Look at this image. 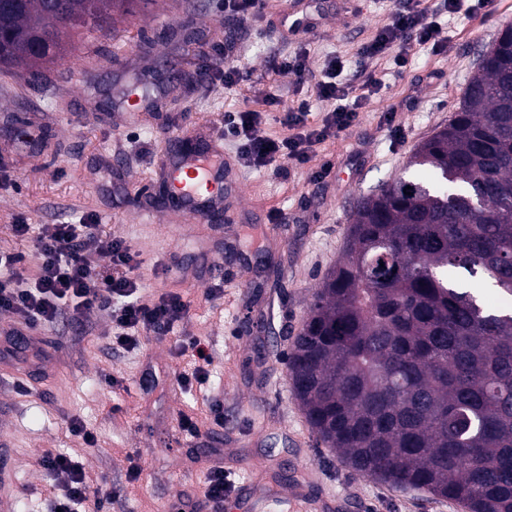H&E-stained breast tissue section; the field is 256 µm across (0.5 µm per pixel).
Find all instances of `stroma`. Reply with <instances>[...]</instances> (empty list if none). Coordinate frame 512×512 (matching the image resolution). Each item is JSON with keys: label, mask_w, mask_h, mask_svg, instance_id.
Returning <instances> with one entry per match:
<instances>
[{"label": "stroma", "mask_w": 512, "mask_h": 512, "mask_svg": "<svg viewBox=\"0 0 512 512\" xmlns=\"http://www.w3.org/2000/svg\"><path fill=\"white\" fill-rule=\"evenodd\" d=\"M289 8L290 0H266L264 20L241 23L225 14L224 0H150L116 30L76 36L37 81L0 71V167L10 175L0 187V247L20 248L11 231L18 218L64 224L90 214L130 246L145 296L174 292L190 303L174 334L130 351L109 345V322L95 312L19 337L16 358L0 359V436L10 446L16 512H51L54 481L39 464L47 450L71 455L89 475H108L109 486L92 491L107 512H201L207 459L217 450L230 461L229 512H282L283 497L296 491L326 501L330 512H465L422 491L393 492L316 446L292 396L286 356L316 288L344 252L357 199L402 176L413 148L447 124L481 52L512 25V0H489L475 17L455 15L446 50L413 48L401 74L377 64L383 85L358 124L303 168L281 161L239 169L234 223L217 229L187 220L174 232L155 201L159 152L172 135L220 128L225 113L254 110L267 113L266 133L281 138L287 130L277 117L301 98L313 100L310 122L320 124L325 106L314 80L300 84L274 70L278 58L301 50L313 73L343 56L346 78L362 85L356 52L385 20L380 0H310L316 27L298 38L280 26ZM232 35L245 45L237 64L251 70L252 85L199 79L212 48ZM134 88L144 110L122 117L121 98ZM269 94L279 106H268ZM391 108L396 132L381 121ZM326 162L328 177L313 180ZM143 206L154 208L155 223L139 221ZM216 244L232 264L223 298L210 300ZM183 336L200 339L213 357L206 381L189 391L176 380L191 369L176 350ZM109 374L120 386L104 384ZM212 394L224 402L223 425L171 444L180 413L205 419ZM75 417L96 435L95 446L70 434ZM113 485L124 487L121 498L109 499Z\"/></svg>", "instance_id": "obj_1"}]
</instances>
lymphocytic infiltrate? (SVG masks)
Returning a JSON list of instances; mask_svg holds the SVG:
<instances>
[{
	"mask_svg": "<svg viewBox=\"0 0 512 512\" xmlns=\"http://www.w3.org/2000/svg\"><path fill=\"white\" fill-rule=\"evenodd\" d=\"M486 5L487 0H439L434 7L425 0H390L384 24L358 47L357 54L366 62L386 61L406 68L413 47L443 48L450 15L462 11L476 16ZM345 67L344 60L333 57L320 73L316 94L329 106L321 126L310 125V105L305 100L283 112L280 122L288 134L282 138L265 133L263 113H225L224 136L233 143L238 164L263 168L284 160L300 168L310 161L316 145L354 126L367 97L343 79ZM13 232L33 246L29 255L0 250V312L12 315L13 335L53 325L64 317L77 320L96 310L109 317L110 345L132 350L149 337L173 333L189 314V305L180 294L144 299L129 245L103 234L91 221L20 223ZM102 257L108 258L111 272L102 270L98 263ZM30 263L35 271L28 277L24 271ZM40 464L63 491L53 503L58 512H82L90 503L102 512L103 502H91L90 492L93 483H105V475L89 478L78 462L62 452L45 453Z\"/></svg>",
	"mask_w": 512,
	"mask_h": 512,
	"instance_id": "1",
	"label": "lymphocytic infiltrate"
}]
</instances>
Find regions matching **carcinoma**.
<instances>
[{
    "label": "carcinoma",
    "mask_w": 512,
    "mask_h": 512,
    "mask_svg": "<svg viewBox=\"0 0 512 512\" xmlns=\"http://www.w3.org/2000/svg\"><path fill=\"white\" fill-rule=\"evenodd\" d=\"M140 0H0V67L39 65ZM413 171L357 202L288 355L315 443L395 491L512 512V26Z\"/></svg>",
    "instance_id": "1"
}]
</instances>
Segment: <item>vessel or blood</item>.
I'll return each instance as SVG.
<instances>
[{
    "label": "vessel or blood",
    "mask_w": 512,
    "mask_h": 512,
    "mask_svg": "<svg viewBox=\"0 0 512 512\" xmlns=\"http://www.w3.org/2000/svg\"><path fill=\"white\" fill-rule=\"evenodd\" d=\"M158 169L169 186L170 209L181 219L211 221L223 213L226 201L242 193L237 168L224 153L223 136L204 127L170 137Z\"/></svg>",
    "instance_id": "b4317fda"
}]
</instances>
